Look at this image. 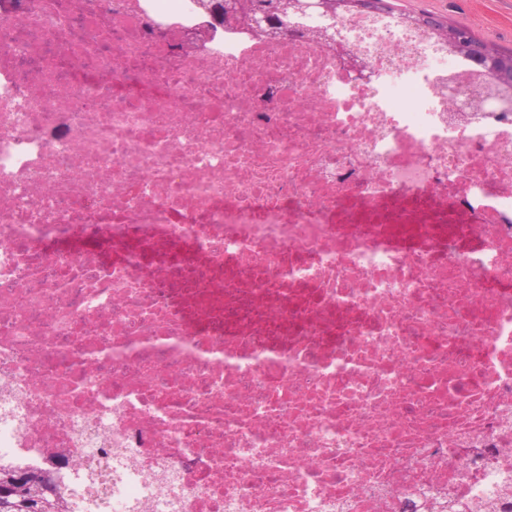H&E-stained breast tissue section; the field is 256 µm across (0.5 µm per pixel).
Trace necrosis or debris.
I'll return each instance as SVG.
<instances>
[{
  "instance_id": "obj_1",
  "label": "necrosis or debris",
  "mask_w": 512,
  "mask_h": 512,
  "mask_svg": "<svg viewBox=\"0 0 512 512\" xmlns=\"http://www.w3.org/2000/svg\"><path fill=\"white\" fill-rule=\"evenodd\" d=\"M288 24L0 0V467L61 512H512V112ZM341 61L343 71L350 80L357 83H366L370 80L371 71L364 60L341 53Z\"/></svg>"
}]
</instances>
